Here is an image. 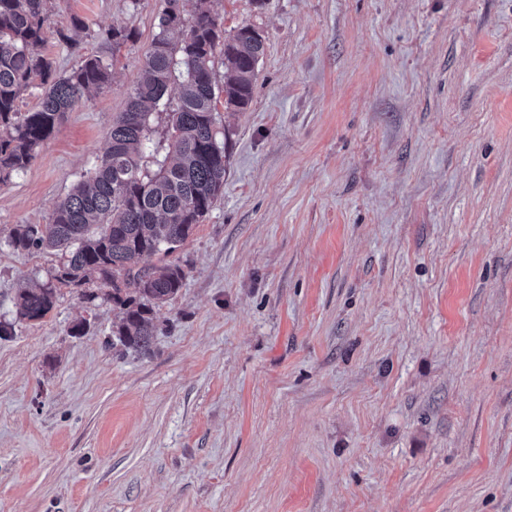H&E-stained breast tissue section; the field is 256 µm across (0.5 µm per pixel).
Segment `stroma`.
<instances>
[{
    "label": "stroma",
    "instance_id": "1",
    "mask_svg": "<svg viewBox=\"0 0 512 512\" xmlns=\"http://www.w3.org/2000/svg\"><path fill=\"white\" fill-rule=\"evenodd\" d=\"M48 6L117 61L0 187V512H512V0H214L266 52L146 354L95 284L16 316L165 0Z\"/></svg>",
    "mask_w": 512,
    "mask_h": 512
}]
</instances>
